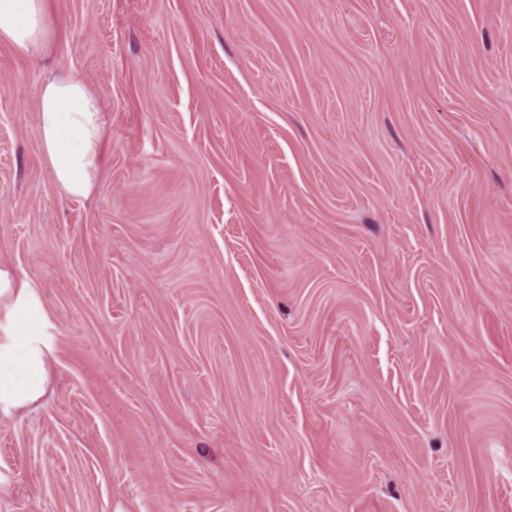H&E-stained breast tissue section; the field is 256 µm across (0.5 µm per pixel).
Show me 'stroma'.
Instances as JSON below:
<instances>
[{"label": "stroma", "instance_id": "obj_1", "mask_svg": "<svg viewBox=\"0 0 512 512\" xmlns=\"http://www.w3.org/2000/svg\"><path fill=\"white\" fill-rule=\"evenodd\" d=\"M50 6L0 43V263L53 344L0 512H512V0ZM57 23L47 0H0V42L22 55L47 49ZM39 148L67 196L87 197L103 161L104 118L99 99L69 72L46 77L37 96Z\"/></svg>", "mask_w": 512, "mask_h": 512}]
</instances>
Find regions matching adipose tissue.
Masks as SVG:
<instances>
[{"instance_id": "1", "label": "adipose tissue", "mask_w": 512, "mask_h": 512, "mask_svg": "<svg viewBox=\"0 0 512 512\" xmlns=\"http://www.w3.org/2000/svg\"><path fill=\"white\" fill-rule=\"evenodd\" d=\"M57 23L47 0H0V42L22 55L47 49ZM39 148L68 196H88L103 161L104 118L96 95L68 72L43 79ZM48 314L36 288L0 264V415L39 402L50 382Z\"/></svg>"}]
</instances>
